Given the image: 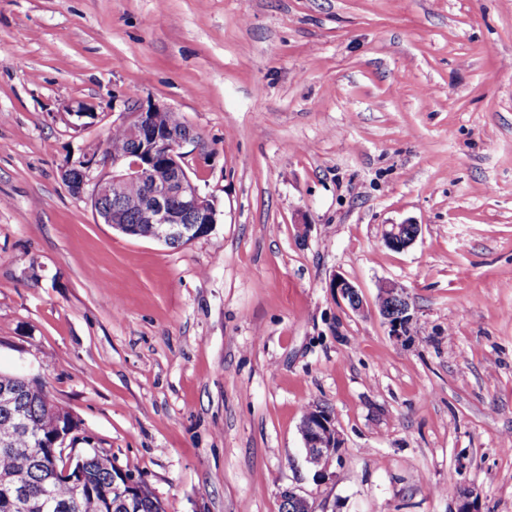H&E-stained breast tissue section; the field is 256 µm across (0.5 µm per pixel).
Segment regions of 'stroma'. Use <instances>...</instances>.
Returning <instances> with one entry per match:
<instances>
[{
	"instance_id": "obj_1",
	"label": "stroma",
	"mask_w": 512,
	"mask_h": 512,
	"mask_svg": "<svg viewBox=\"0 0 512 512\" xmlns=\"http://www.w3.org/2000/svg\"><path fill=\"white\" fill-rule=\"evenodd\" d=\"M130 96L189 128L208 236L97 223L111 167L63 181ZM0 372L164 512H279L289 487L314 512H512V0H0ZM317 406L342 439L319 481ZM421 231L419 224H390L384 231V241L392 249L403 250L413 244ZM378 310L389 325L391 336L396 339L406 336L413 314L405 289L393 285L382 286L379 291Z\"/></svg>"
}]
</instances>
